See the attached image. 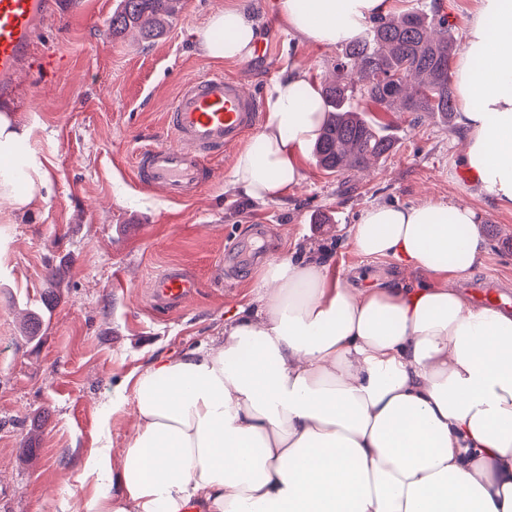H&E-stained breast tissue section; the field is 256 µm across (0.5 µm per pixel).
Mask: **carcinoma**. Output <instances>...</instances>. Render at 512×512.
<instances>
[{
	"instance_id": "obj_1",
	"label": "carcinoma",
	"mask_w": 512,
	"mask_h": 512,
	"mask_svg": "<svg viewBox=\"0 0 512 512\" xmlns=\"http://www.w3.org/2000/svg\"><path fill=\"white\" fill-rule=\"evenodd\" d=\"M180 2L120 0L110 20L112 34L136 29L153 40L177 14ZM458 50L457 39L434 9L372 18L364 36L345 44L340 75L321 90L327 117L313 146L318 164L336 173L360 168L393 146L383 127L354 106V88L341 73L366 75L371 87L361 97L385 112H440L450 118L456 112L450 63ZM43 321L40 308L29 310L25 333L36 337Z\"/></svg>"
}]
</instances>
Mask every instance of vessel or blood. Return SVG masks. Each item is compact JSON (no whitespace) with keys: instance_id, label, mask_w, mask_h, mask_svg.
<instances>
[{"instance_id":"1","label":"vessel or blood","mask_w":512,"mask_h":512,"mask_svg":"<svg viewBox=\"0 0 512 512\" xmlns=\"http://www.w3.org/2000/svg\"><path fill=\"white\" fill-rule=\"evenodd\" d=\"M56 0H0V95L15 94L19 75L31 59L35 37ZM262 120L261 99L241 82L209 72L183 83L164 117L163 140L142 149L135 177L174 200H187L206 185L212 172L205 156L228 151ZM194 282L171 267L152 282L153 297L173 306L191 296ZM475 305L512 312V292L500 290L494 277L473 284Z\"/></svg>"}]
</instances>
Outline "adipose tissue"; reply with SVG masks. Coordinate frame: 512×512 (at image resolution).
Masks as SVG:
<instances>
[{"instance_id":"ef3b65f1","label":"adipose tissue","mask_w":512,"mask_h":512,"mask_svg":"<svg viewBox=\"0 0 512 512\" xmlns=\"http://www.w3.org/2000/svg\"><path fill=\"white\" fill-rule=\"evenodd\" d=\"M389 0H282L289 29L319 45L354 38ZM253 25L230 0L199 37L202 56L240 60ZM462 165L512 210V0H480L453 69ZM266 121L231 185L273 201L303 178L326 119L303 70L276 79ZM41 172H0L11 213L44 198ZM356 251L421 281L344 283L315 257L268 264L256 313L222 339L156 359L112 394L137 422L96 449L87 512H512V316L473 306L453 279L486 251L461 202L375 204Z\"/></svg>"}]
</instances>
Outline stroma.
I'll list each match as a JSON object with an SVG mask.
<instances>
[{
    "label": "stroma",
    "instance_id": "35a3bbf8",
    "mask_svg": "<svg viewBox=\"0 0 512 512\" xmlns=\"http://www.w3.org/2000/svg\"><path fill=\"white\" fill-rule=\"evenodd\" d=\"M59 2L34 54L54 53L62 63L49 74L25 72L14 106L49 192L32 212L0 217V512L87 503L93 488L83 472L93 449L107 441L122 447L134 428L130 413L105 421L114 388L154 357H180L220 337L237 311L259 307L264 261L314 252L343 274L361 265L376 279L400 277L393 258L366 257L353 246L351 228L371 205L468 203L487 244L471 279L496 275L512 290V210L475 187L458 164L460 125L436 113L372 110L394 139L388 155L341 174L307 157L300 185L276 201L232 192L234 150L207 158L215 176L191 200L137 182L136 154L161 141L163 115L185 80L220 70L263 96L293 66L320 85L334 78L341 45L288 30L278 19L281 0H235L273 49L221 64L199 53L197 37L225 0H182L166 32L149 43L133 33L113 36L117 0ZM479 2L397 0L395 10L435 7L462 42ZM258 232L263 259L228 274L226 247ZM172 266L195 279L197 292L181 310L154 311L150 284ZM53 280L56 302L40 339L28 340L25 309L40 304Z\"/></svg>",
    "mask_w": 512,
    "mask_h": 512
}]
</instances>
